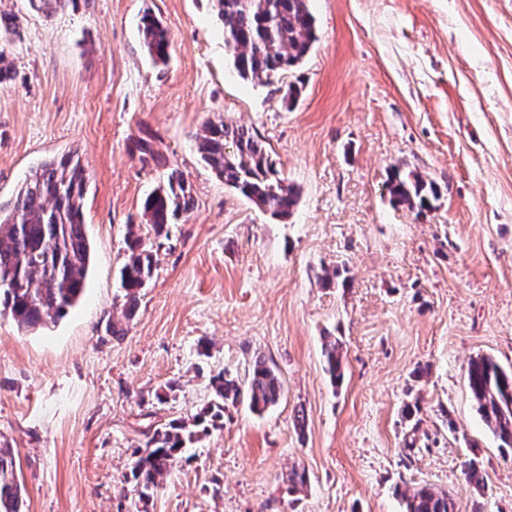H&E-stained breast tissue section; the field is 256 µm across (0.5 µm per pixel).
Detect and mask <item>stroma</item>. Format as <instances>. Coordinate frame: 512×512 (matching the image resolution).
I'll use <instances>...</instances> for the list:
<instances>
[{
    "instance_id": "35a3bbf8",
    "label": "stroma",
    "mask_w": 512,
    "mask_h": 512,
    "mask_svg": "<svg viewBox=\"0 0 512 512\" xmlns=\"http://www.w3.org/2000/svg\"><path fill=\"white\" fill-rule=\"evenodd\" d=\"M310 9V53L261 85L234 71L211 0H72L49 14L0 0L19 23L4 43L0 204L77 152L92 246L64 318L23 330L0 314V446L15 453L22 512H404L402 493L422 486L456 512H512V448L467 381L479 356L512 371V0ZM147 12L170 34L166 62L143 45ZM209 121L265 141L299 190L288 220L201 161ZM142 140L167 167L141 160ZM171 167L194 208L113 335L125 236L149 234L143 203ZM395 169L434 185L430 208L392 203ZM334 339L337 386L322 355ZM259 358L279 402L228 406L140 500L131 472L153 430L205 407L213 376L247 386ZM471 463L483 486L466 481ZM294 468L308 481L292 493Z\"/></svg>"
}]
</instances>
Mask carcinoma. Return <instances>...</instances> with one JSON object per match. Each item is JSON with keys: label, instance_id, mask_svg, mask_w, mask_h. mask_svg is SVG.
Here are the masks:
<instances>
[{"label": "carcinoma", "instance_id": "carcinoma-1", "mask_svg": "<svg viewBox=\"0 0 512 512\" xmlns=\"http://www.w3.org/2000/svg\"><path fill=\"white\" fill-rule=\"evenodd\" d=\"M224 31V49L237 75L265 83L301 63L317 41L310 0H212ZM143 44L156 62H166L170 35L152 15L142 16ZM201 160L224 184L275 220H284L297 203L298 192L277 170L265 143L250 129L226 122H208L196 137ZM386 188L393 203L412 209L429 205L426 182L416 176L390 175ZM86 182L80 159L65 153L44 161L15 198L0 204V307L21 328H36L65 317L81 299L91 245L85 231L83 200ZM194 208L190 187L173 169L167 180L145 199L143 215L154 235L169 232L172 220ZM127 259L121 269L126 301L124 321H112V335L125 334L133 319L141 288L153 276L151 242L133 232L126 240ZM325 369L333 382L342 380L339 345L324 347ZM468 386L482 418L505 448L512 447V372L491 358L470 361ZM213 398L192 423L174 420L156 429L132 476L139 498L148 501L159 479L175 465L198 436L223 426L225 405L247 394L250 407L261 413L275 405L282 383L263 360L255 362L247 391L219 375ZM13 449L0 448V512H21L22 487ZM405 512H455L448 494L421 487L402 494Z\"/></svg>", "mask_w": 512, "mask_h": 512}]
</instances>
